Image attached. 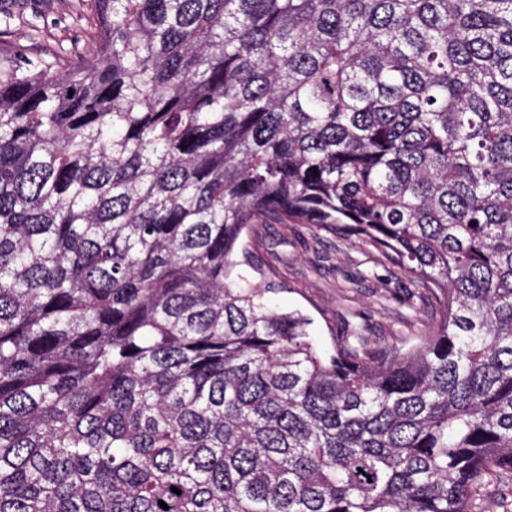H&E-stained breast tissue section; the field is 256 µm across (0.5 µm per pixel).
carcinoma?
Returning a JSON list of instances; mask_svg holds the SVG:
<instances>
[{"mask_svg":"<svg viewBox=\"0 0 512 512\" xmlns=\"http://www.w3.org/2000/svg\"><path fill=\"white\" fill-rule=\"evenodd\" d=\"M80 2L0 43V512H512V0ZM254 224L439 319L323 353ZM78 0H0V18L15 16L10 28L3 31L0 41H9L26 54L48 55L59 47L83 46L82 26L74 20ZM41 29L35 35V28Z\"/></svg>","mask_w":512,"mask_h":512,"instance_id":"obj_1","label":"carcinoma"}]
</instances>
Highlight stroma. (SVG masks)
Listing matches in <instances>:
<instances>
[{
  "instance_id": "stroma-1",
  "label": "stroma",
  "mask_w": 512,
  "mask_h": 512,
  "mask_svg": "<svg viewBox=\"0 0 512 512\" xmlns=\"http://www.w3.org/2000/svg\"><path fill=\"white\" fill-rule=\"evenodd\" d=\"M76 2L0 0V16L13 18L0 39L26 54L82 46ZM257 230V254L286 286L275 303L309 314L313 338L326 351H333L335 336L350 325L382 344L418 334L438 318L433 298L357 238L313 224H261Z\"/></svg>"
}]
</instances>
